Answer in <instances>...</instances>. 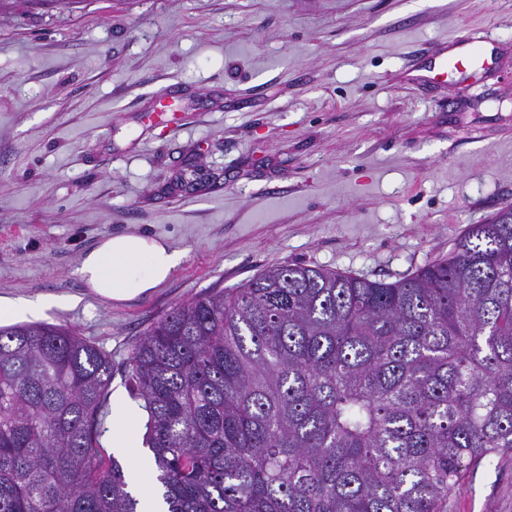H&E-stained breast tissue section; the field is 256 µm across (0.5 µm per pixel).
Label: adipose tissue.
<instances>
[{"instance_id": "1", "label": "adipose tissue", "mask_w": 512, "mask_h": 512, "mask_svg": "<svg viewBox=\"0 0 512 512\" xmlns=\"http://www.w3.org/2000/svg\"><path fill=\"white\" fill-rule=\"evenodd\" d=\"M183 255L167 243L139 234H118L86 251L76 273L92 293L104 300L127 302L164 283ZM140 411L123 397L112 399L115 447L134 448Z\"/></svg>"}]
</instances>
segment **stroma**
Masks as SVG:
<instances>
[{"label": "stroma", "instance_id": "obj_1", "mask_svg": "<svg viewBox=\"0 0 512 512\" xmlns=\"http://www.w3.org/2000/svg\"><path fill=\"white\" fill-rule=\"evenodd\" d=\"M492 40L480 77L430 80ZM512 203V0H12L0 9V296H67L128 396L140 334L209 288L303 262L393 282ZM163 238L170 278L104 302L106 236ZM448 512H512V451Z\"/></svg>", "mask_w": 512, "mask_h": 512}]
</instances>
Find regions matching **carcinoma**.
<instances>
[{"instance_id":"carcinoma-1","label":"carcinoma","mask_w":512,"mask_h":512,"mask_svg":"<svg viewBox=\"0 0 512 512\" xmlns=\"http://www.w3.org/2000/svg\"><path fill=\"white\" fill-rule=\"evenodd\" d=\"M109 354L0 326V512H139L100 438ZM161 512H448L512 449V205L395 282L293 263L134 342Z\"/></svg>"}]
</instances>
